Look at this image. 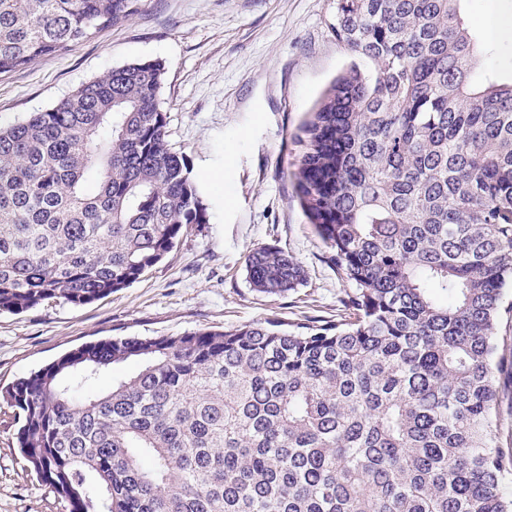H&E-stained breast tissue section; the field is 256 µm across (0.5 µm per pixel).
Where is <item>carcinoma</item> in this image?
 I'll return each instance as SVG.
<instances>
[{
	"mask_svg": "<svg viewBox=\"0 0 512 512\" xmlns=\"http://www.w3.org/2000/svg\"><path fill=\"white\" fill-rule=\"evenodd\" d=\"M138 0H0V75L69 51ZM466 0H333L336 77L295 143L302 211L349 318L82 344L0 390L27 468L68 512H512V79ZM165 67L105 71L0 126V313L90 304L207 207L167 139ZM98 184L95 194L85 183ZM253 290L304 267L271 246ZM136 369L98 394L83 384Z\"/></svg>",
	"mask_w": 512,
	"mask_h": 512,
	"instance_id": "1",
	"label": "carcinoma"
}]
</instances>
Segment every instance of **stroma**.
Listing matches in <instances>:
<instances>
[{
  "instance_id": "obj_1",
  "label": "stroma",
  "mask_w": 512,
  "mask_h": 512,
  "mask_svg": "<svg viewBox=\"0 0 512 512\" xmlns=\"http://www.w3.org/2000/svg\"><path fill=\"white\" fill-rule=\"evenodd\" d=\"M331 7L332 0H138L134 14L91 41L0 77V123L9 125L103 71L161 60L168 140L209 213L127 288L83 306L54 300L0 314V388L103 338L342 316L349 286L302 214L293 142L321 92L352 62L327 26ZM259 245L299 261L305 284L283 295L254 291L245 259ZM16 430L0 402V512H66L28 471Z\"/></svg>"
}]
</instances>
